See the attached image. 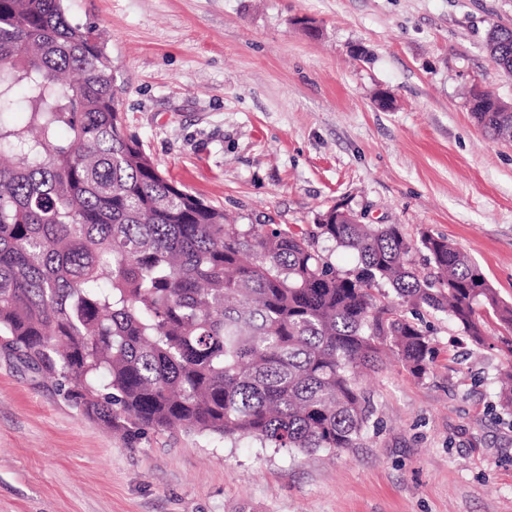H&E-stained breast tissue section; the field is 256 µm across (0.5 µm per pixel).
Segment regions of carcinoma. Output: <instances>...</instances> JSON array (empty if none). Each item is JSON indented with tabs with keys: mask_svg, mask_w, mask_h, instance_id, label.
Wrapping results in <instances>:
<instances>
[{
	"mask_svg": "<svg viewBox=\"0 0 512 512\" xmlns=\"http://www.w3.org/2000/svg\"><path fill=\"white\" fill-rule=\"evenodd\" d=\"M66 0H0V346L82 415L124 433L181 430L311 453L375 427L360 376L394 356L426 375L420 314L451 317L478 347L481 312L508 332L512 303L448 238L418 249L396 224L297 230L226 224L164 177L127 134L112 59ZM487 50L512 75V29ZM473 118L512 138V112L476 93ZM327 241L358 255L337 270ZM385 284L394 294L377 303Z\"/></svg>",
	"mask_w": 512,
	"mask_h": 512,
	"instance_id": "cac0c4a2",
	"label": "carcinoma"
}]
</instances>
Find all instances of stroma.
I'll return each mask as SVG.
<instances>
[{
    "mask_svg": "<svg viewBox=\"0 0 512 512\" xmlns=\"http://www.w3.org/2000/svg\"><path fill=\"white\" fill-rule=\"evenodd\" d=\"M106 46L121 111L158 169L235 224L330 206L442 235L512 302V142L472 89L512 104L486 49L512 0H68ZM388 106H381V99ZM436 360L364 381L378 429L304 454L182 431L128 444L0 349V512H512V366L427 316ZM473 97L479 99V103L470 108L477 123L489 136L511 140L512 112H508L507 104L494 100L484 93H476Z\"/></svg>",
    "mask_w": 512,
    "mask_h": 512,
    "instance_id": "obj_1",
    "label": "stroma"
}]
</instances>
